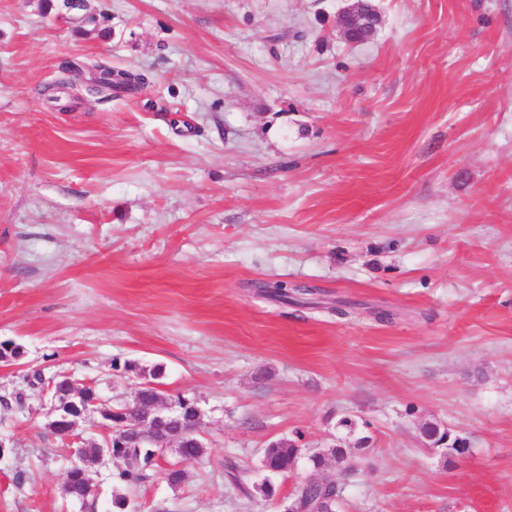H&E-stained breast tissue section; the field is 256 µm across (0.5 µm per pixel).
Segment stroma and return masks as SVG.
Masks as SVG:
<instances>
[{
	"label": "stroma",
	"mask_w": 512,
	"mask_h": 512,
	"mask_svg": "<svg viewBox=\"0 0 512 512\" xmlns=\"http://www.w3.org/2000/svg\"><path fill=\"white\" fill-rule=\"evenodd\" d=\"M373 2L354 43L345 0H0V342L24 350L0 362L23 397L0 512H85L28 374L130 401L128 360L197 402L207 444L160 459L136 512H284L306 461L248 500L225 460L262 483L269 442L318 450L345 416L372 444L320 473L339 512H512V0ZM66 61L151 82L50 99ZM429 421L467 452L423 446ZM264 293L268 298L284 303L297 299L300 294L296 286L287 280L266 282Z\"/></svg>",
	"instance_id": "35a3bbf8"
}]
</instances>
